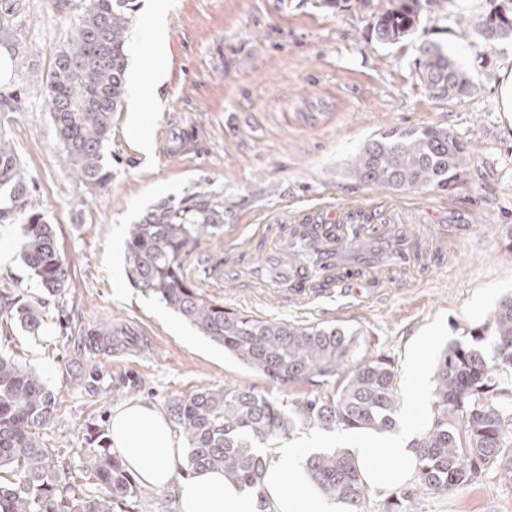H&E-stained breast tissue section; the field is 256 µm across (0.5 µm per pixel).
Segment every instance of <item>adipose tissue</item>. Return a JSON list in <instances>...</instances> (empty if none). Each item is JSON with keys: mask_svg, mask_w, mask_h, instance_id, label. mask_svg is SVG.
I'll list each match as a JSON object with an SVG mask.
<instances>
[{"mask_svg": "<svg viewBox=\"0 0 512 512\" xmlns=\"http://www.w3.org/2000/svg\"><path fill=\"white\" fill-rule=\"evenodd\" d=\"M110 442L138 481L158 490H173L175 512H341L309 477L307 440L268 448L260 493L244 490L215 470L181 472L182 449L173 425L162 410L133 402L112 413ZM347 436L363 480L376 492L407 485L414 478L417 453L409 442L386 434L373 437L351 430Z\"/></svg>", "mask_w": 512, "mask_h": 512, "instance_id": "ef3b65f1", "label": "adipose tissue"}]
</instances>
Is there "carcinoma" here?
I'll use <instances>...</instances> for the list:
<instances>
[{
    "label": "carcinoma",
    "mask_w": 512,
    "mask_h": 512,
    "mask_svg": "<svg viewBox=\"0 0 512 512\" xmlns=\"http://www.w3.org/2000/svg\"><path fill=\"white\" fill-rule=\"evenodd\" d=\"M53 8L78 10L67 44L47 78L48 107L72 174L83 184L111 177L103 147L112 117L125 93L128 31L137 0H50ZM422 0H399L377 17L373 30L382 44L410 35L420 20ZM24 0H0V46L24 63L19 38ZM475 33L487 43L512 40V6L491 9ZM420 80L435 99L468 94L470 81L448 50L421 48ZM462 141L442 127L392 129L374 136L347 168V178L393 190H446L467 164ZM27 224L21 244L24 263L50 294L65 288L67 271L56 233L35 206L28 174L11 142L0 137V223ZM224 205L207 191L179 203L162 201L130 225L127 276L132 286L157 297L224 353L279 386L321 385L340 374L356 345V333L336 326L266 321L224 306L200 293L183 266L203 237L223 232ZM15 317L29 332L40 329V303L20 306ZM475 344L453 341L436 368L435 417L413 442L416 479L396 493L388 512H415L421 493L448 494L486 466L512 482V401L499 387L512 370V296L502 298ZM396 376L384 358L347 370L335 394L314 395L287 405L245 388L206 387L169 403L168 413L187 442L192 468L219 469L258 495L266 459L255 448L289 436L298 426L327 431H392L397 412ZM55 397L41 376L0 355V512H130L134 478L104 441L88 450L80 476L56 465L36 430L49 426ZM307 468L330 497L362 512L368 486L347 451L318 453Z\"/></svg>",
    "instance_id": "cac0c4a2"
}]
</instances>
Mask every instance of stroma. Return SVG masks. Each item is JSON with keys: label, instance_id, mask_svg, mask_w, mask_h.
Wrapping results in <instances>:
<instances>
[{"label": "stroma", "instance_id": "obj_1", "mask_svg": "<svg viewBox=\"0 0 512 512\" xmlns=\"http://www.w3.org/2000/svg\"><path fill=\"white\" fill-rule=\"evenodd\" d=\"M168 42L156 54L144 34L152 0H139L129 31V71L165 80L143 104L152 152L138 151L131 114L120 109L104 157L103 186L75 179L47 105L46 75L75 24L74 11L26 0L22 36L31 51L0 96L5 135L31 177L39 209L54 224L68 270L64 292L40 288L21 255L23 222L0 224V354L36 370L53 393L54 422L41 429L59 465L79 467L92 432H107L129 402L167 409L202 387H241L292 401L309 386L280 387L225 355L173 309L128 281V229L164 199L207 189L224 204L221 236L201 240L187 266L215 261L254 224H284L320 205L349 221L404 224L421 239L448 228L445 256L378 290H346L281 305L270 288L204 282V297L253 317L356 332L355 358L392 360L396 434L416 436L434 418L435 370L448 343L470 342L501 298L512 295V117L497 98L512 68V41L473 34L491 0H427L414 33L376 41L377 16L399 0H171ZM453 51L471 92L432 98L420 81L419 48ZM437 126L464 142L470 164L444 190L366 187L342 172L374 135ZM183 141L165 153L169 139ZM42 300L46 321L27 332L17 305ZM112 338L111 347L100 335ZM417 414L419 427L408 423ZM416 512H512V483L483 471L447 495H420Z\"/></svg>", "mask_w": 512, "mask_h": 512}]
</instances>
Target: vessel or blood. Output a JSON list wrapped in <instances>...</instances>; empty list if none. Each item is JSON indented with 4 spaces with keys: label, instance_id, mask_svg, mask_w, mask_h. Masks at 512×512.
<instances>
[{
    "label": "vessel or blood",
    "instance_id": "1",
    "mask_svg": "<svg viewBox=\"0 0 512 512\" xmlns=\"http://www.w3.org/2000/svg\"><path fill=\"white\" fill-rule=\"evenodd\" d=\"M308 223L318 238L321 264L315 269L300 262L284 267L276 283L278 298L284 303L329 296L352 281L375 287L407 267L425 266L441 259L447 238L446 233L436 234L431 246L426 247L400 225L321 224L315 212L307 211L302 224H266L260 236L226 249L223 263L209 266V277L216 281L239 279L261 242L276 241L279 248L290 252L307 246L304 226Z\"/></svg>",
    "mask_w": 512,
    "mask_h": 512
}]
</instances>
